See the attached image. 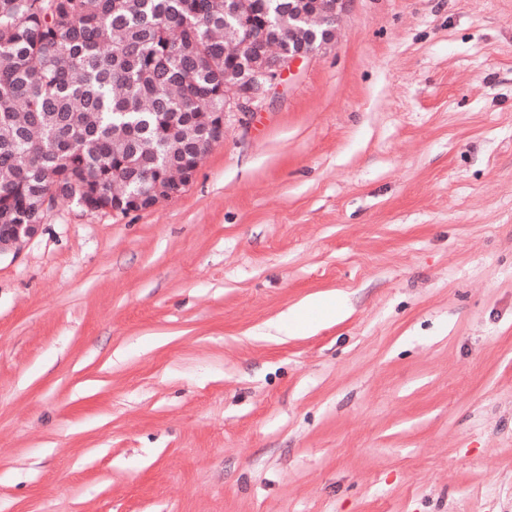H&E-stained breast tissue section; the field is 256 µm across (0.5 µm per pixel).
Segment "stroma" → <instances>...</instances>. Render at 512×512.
I'll return each mask as SVG.
<instances>
[{
    "label": "stroma",
    "instance_id": "1",
    "mask_svg": "<svg viewBox=\"0 0 512 512\" xmlns=\"http://www.w3.org/2000/svg\"><path fill=\"white\" fill-rule=\"evenodd\" d=\"M0 512H512V0H351L181 195L0 255Z\"/></svg>",
    "mask_w": 512,
    "mask_h": 512
}]
</instances>
